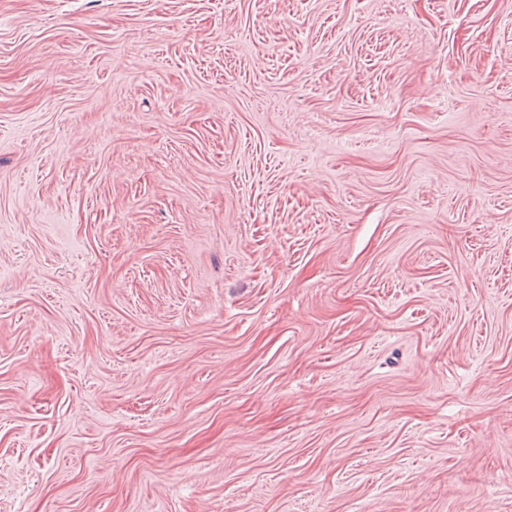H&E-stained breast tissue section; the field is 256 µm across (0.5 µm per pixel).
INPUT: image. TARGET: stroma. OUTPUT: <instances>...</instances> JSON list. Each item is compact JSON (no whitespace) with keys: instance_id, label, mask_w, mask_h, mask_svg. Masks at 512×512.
Segmentation results:
<instances>
[{"instance_id":"obj_1","label":"stroma","mask_w":512,"mask_h":512,"mask_svg":"<svg viewBox=\"0 0 512 512\" xmlns=\"http://www.w3.org/2000/svg\"><path fill=\"white\" fill-rule=\"evenodd\" d=\"M0 512H512V0H0Z\"/></svg>"}]
</instances>
